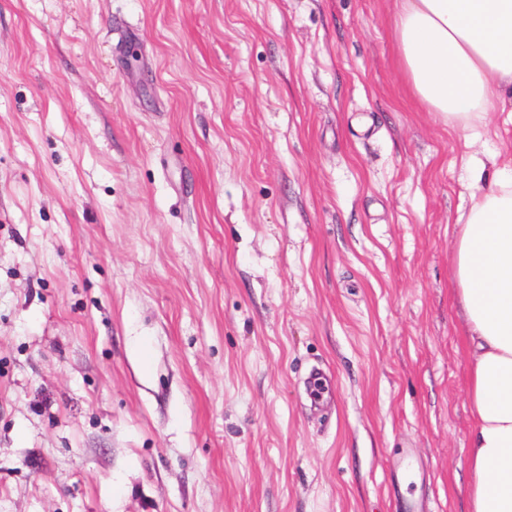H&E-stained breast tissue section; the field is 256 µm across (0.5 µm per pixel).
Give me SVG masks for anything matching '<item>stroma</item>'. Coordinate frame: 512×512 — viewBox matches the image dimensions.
<instances>
[{
	"label": "stroma",
	"mask_w": 512,
	"mask_h": 512,
	"mask_svg": "<svg viewBox=\"0 0 512 512\" xmlns=\"http://www.w3.org/2000/svg\"><path fill=\"white\" fill-rule=\"evenodd\" d=\"M396 10L0 0V512H468L512 116L426 111Z\"/></svg>",
	"instance_id": "stroma-1"
}]
</instances>
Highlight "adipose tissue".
Wrapping results in <instances>:
<instances>
[{
	"label": "adipose tissue",
	"mask_w": 512,
	"mask_h": 512,
	"mask_svg": "<svg viewBox=\"0 0 512 512\" xmlns=\"http://www.w3.org/2000/svg\"><path fill=\"white\" fill-rule=\"evenodd\" d=\"M400 63L428 111L478 136L512 102V0H398ZM454 277L469 359V512H512V191L474 197Z\"/></svg>",
	"instance_id": "adipose-tissue-1"
}]
</instances>
